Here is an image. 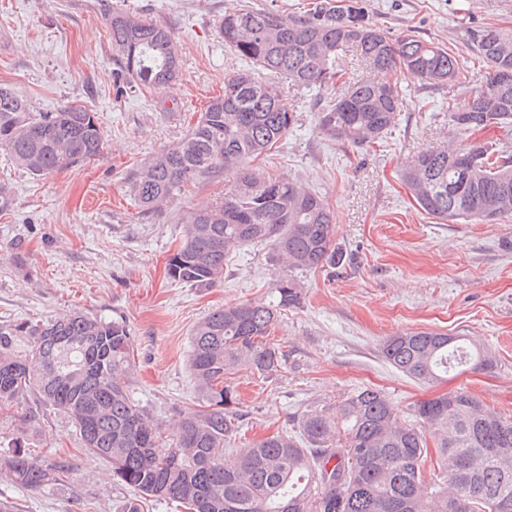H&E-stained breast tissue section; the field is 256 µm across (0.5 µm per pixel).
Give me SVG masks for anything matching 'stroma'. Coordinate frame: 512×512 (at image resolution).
Listing matches in <instances>:
<instances>
[{
    "mask_svg": "<svg viewBox=\"0 0 512 512\" xmlns=\"http://www.w3.org/2000/svg\"><path fill=\"white\" fill-rule=\"evenodd\" d=\"M308 0H0V86L35 112L81 106L96 113L107 140L103 156L37 177L0 157V322L45 320L77 309L126 324L134 355L129 391L172 430L198 407L189 367L194 325L212 310L272 302L270 249L237 250L224 280L197 288L171 280L166 262L190 212L223 202L234 174L187 187L162 210L137 206L128 176L176 143L224 79L243 61L218 27L239 4L293 12ZM391 35L414 28L428 41L459 46L467 99L483 81L461 49L464 27L512 28V0H361ZM151 18L174 34L182 55L175 82L141 88L113 59L107 16ZM407 106L382 146L361 152L317 129L318 90H287L298 124L257 168L320 194L336 218L340 264L297 273L301 305L282 312L270 337L286 356L267 379L232 375L242 414L237 446L281 430L302 413L335 408L364 385L382 388L401 415L417 402L465 388L512 418V216L494 224L446 223L419 208L398 172L419 150L448 141V93L392 71ZM440 330L481 342L498 366L442 383H416L382 356L383 337ZM30 449L42 464L65 461L64 482L29 490L0 478V502L14 512H121L133 493L107 462L85 450L71 420L36 397L0 413V454Z\"/></svg>",
    "mask_w": 512,
    "mask_h": 512,
    "instance_id": "1",
    "label": "stroma"
}]
</instances>
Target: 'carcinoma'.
I'll list each match as a JSON object with an SVG mask.
<instances>
[{
  "label": "carcinoma",
  "mask_w": 512,
  "mask_h": 512,
  "mask_svg": "<svg viewBox=\"0 0 512 512\" xmlns=\"http://www.w3.org/2000/svg\"><path fill=\"white\" fill-rule=\"evenodd\" d=\"M112 50L136 85L175 80L181 59L166 27L136 14L108 16ZM224 45L255 70L224 79L191 131L131 175L138 207H165L185 186L237 172L224 203L191 213L166 272L174 281L211 288L224 280L231 252L265 244L278 266L277 304L250 301L218 308L191 334L190 368L202 410L163 428L136 402L126 325L81 312L0 326V411L34 395L74 423L84 448L112 466L133 489L122 512H140L138 495L186 512H512V419L458 388L417 403L403 418L382 390L365 386L336 410L306 411L298 431L278 432L243 448L237 396L227 375L244 366L261 377L280 371L284 355L270 342L281 312L301 303L294 271L341 260L324 199L298 182L249 162L266 155L297 123L284 87L334 88L317 128L350 148H370L395 127L405 95L387 80L404 69L433 88L466 81L454 51L411 30L393 38L369 20L359 0H312L308 8H237L219 23ZM467 48L484 64V83L448 105V146L417 152L400 177L419 207L441 221L491 222L512 216V29L494 23L467 28ZM358 54L365 79H343L340 55ZM491 128L502 137L484 141ZM93 112L70 106L32 112L0 87V151L34 176L61 172L104 154ZM385 360L425 384L453 370L488 373L495 357L465 336L409 331L381 343ZM167 448H162L163 444ZM436 453L438 473L425 460ZM64 465L46 466L24 448L0 455V477L27 489L55 484Z\"/></svg>",
  "instance_id": "cac0c4a2"
}]
</instances>
